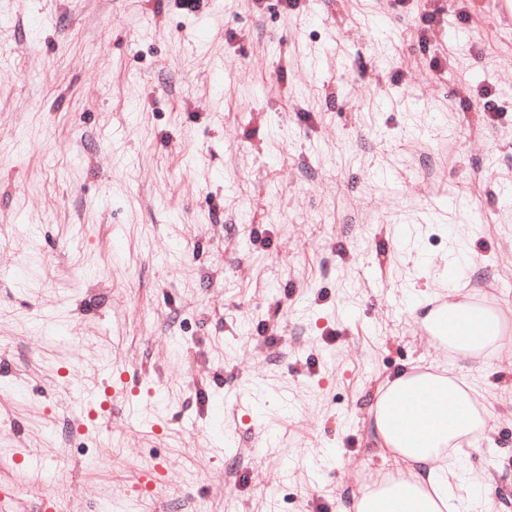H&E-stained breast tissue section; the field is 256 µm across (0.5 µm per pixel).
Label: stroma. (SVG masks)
I'll return each mask as SVG.
<instances>
[{
    "label": "stroma",
    "instance_id": "stroma-1",
    "mask_svg": "<svg viewBox=\"0 0 512 512\" xmlns=\"http://www.w3.org/2000/svg\"><path fill=\"white\" fill-rule=\"evenodd\" d=\"M393 8L0 0V494L21 512H102L155 470L159 512H337L395 469L378 388L464 364L415 310L453 287L503 315L464 364L491 430L453 492L512 512V29L476 0ZM487 91L493 121L463 108ZM19 452L67 483L21 482Z\"/></svg>",
    "mask_w": 512,
    "mask_h": 512
}]
</instances>
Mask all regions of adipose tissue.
Here are the masks:
<instances>
[{
  "label": "adipose tissue",
  "mask_w": 512,
  "mask_h": 512,
  "mask_svg": "<svg viewBox=\"0 0 512 512\" xmlns=\"http://www.w3.org/2000/svg\"><path fill=\"white\" fill-rule=\"evenodd\" d=\"M447 339L465 354L487 349L499 339V319L450 290ZM473 391L465 377L410 370L382 385L370 407L373 441L398 469L381 488L340 505L338 512H459L448 491L454 464L465 446L488 432L486 418L472 405Z\"/></svg>",
  "instance_id": "obj_1"
}]
</instances>
